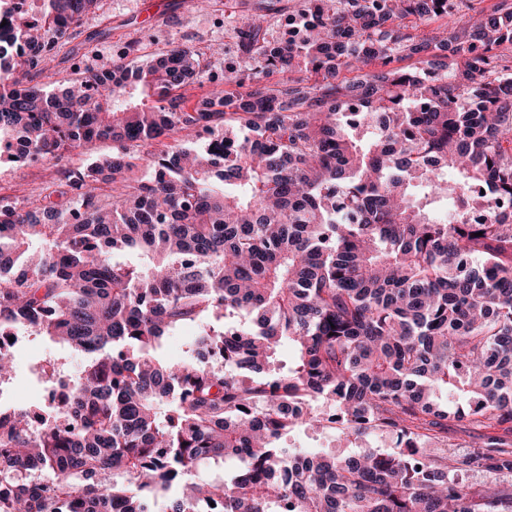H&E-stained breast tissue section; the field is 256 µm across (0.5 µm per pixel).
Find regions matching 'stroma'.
Returning <instances> with one entry per match:
<instances>
[{
    "instance_id": "stroma-1",
    "label": "stroma",
    "mask_w": 512,
    "mask_h": 512,
    "mask_svg": "<svg viewBox=\"0 0 512 512\" xmlns=\"http://www.w3.org/2000/svg\"><path fill=\"white\" fill-rule=\"evenodd\" d=\"M151 0H103L100 11L84 18L80 32L64 45L56 60L59 76L70 73V56L78 54L89 70L110 67L118 53L138 60L143 49L154 51L181 43L202 48L213 46L210 71L214 82L224 80V61L236 58L237 49L231 36L233 27L251 14L257 0H217L203 9L197 0H164L166 16L157 24L145 21ZM56 168L45 161L16 165L0 163V199L26 206L39 192L54 189ZM15 368L0 401L15 405L16 394L37 398L44 391L42 368L56 362L64 373L76 374L82 364L80 354L42 336H27L14 349Z\"/></svg>"
}]
</instances>
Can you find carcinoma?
<instances>
[{"label": "carcinoma", "instance_id": "carcinoma-1", "mask_svg": "<svg viewBox=\"0 0 512 512\" xmlns=\"http://www.w3.org/2000/svg\"><path fill=\"white\" fill-rule=\"evenodd\" d=\"M468 2L301 0L271 42L260 0L248 66L187 105L205 52L58 81L102 0H32L36 24L0 0V152L64 180L0 200V334L88 357L43 425L0 407V512H512V440L448 449L450 421L512 434V0ZM13 366L0 343V385ZM298 429L396 450L301 452Z\"/></svg>", "mask_w": 512, "mask_h": 512}]
</instances>
